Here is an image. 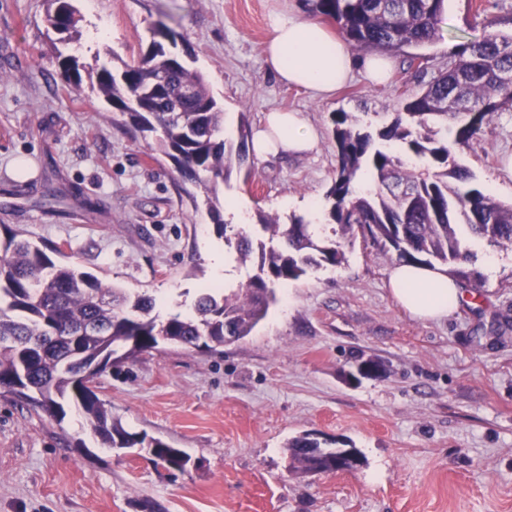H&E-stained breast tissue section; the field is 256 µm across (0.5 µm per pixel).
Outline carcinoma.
<instances>
[{"label": "carcinoma", "instance_id": "obj_1", "mask_svg": "<svg viewBox=\"0 0 512 512\" xmlns=\"http://www.w3.org/2000/svg\"><path fill=\"white\" fill-rule=\"evenodd\" d=\"M310 11L333 20L357 49L397 51L425 47L439 33L446 0H306ZM73 0H47L46 24L59 43L76 44L71 53L56 51L59 74L75 90L82 74L92 87L143 136L159 133L154 151L169 158L186 179L201 186L208 213L225 245L253 274L237 288L200 293L190 310L162 319L156 299L130 295L79 267L52 260L35 242L11 234L0 240V379L24 377L37 389L22 402L60 422L65 405L78 411L81 425L103 448H149L152 460L183 472L191 456L180 448L132 434L97 393L84 389L75 374L60 366L72 351L93 363L116 355L135 360L164 339L171 345L213 350L250 335L276 302L275 286L298 281L312 268L338 266L345 245L357 237L388 247L405 262L447 265L462 280L480 284L463 264L472 254L467 240L512 247V205L497 201L472 184L473 175L456 150L469 144L482 125L512 110V35L486 34L461 43L448 70L405 100L402 111L373 135L346 112L332 115L336 169L323 207L332 224L322 236L301 216L279 224L259 216L261 233L252 235L224 222L213 185L226 179L232 157L246 152V125L239 142L224 138V112L204 76L180 59L177 33L165 21L151 30L139 60L113 57V64L80 62ZM163 71L167 90L147 84ZM194 93H178L183 86ZM422 161L412 171L388 149ZM366 174L373 189L355 185ZM318 439L305 433L288 442L292 463L306 473L336 454H315Z\"/></svg>", "mask_w": 512, "mask_h": 512}]
</instances>
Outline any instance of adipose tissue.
Returning a JSON list of instances; mask_svg holds the SVG:
<instances>
[{"instance_id": "ef3b65f1", "label": "adipose tissue", "mask_w": 512, "mask_h": 512, "mask_svg": "<svg viewBox=\"0 0 512 512\" xmlns=\"http://www.w3.org/2000/svg\"><path fill=\"white\" fill-rule=\"evenodd\" d=\"M264 66L280 82L324 98L348 82L354 72L383 80L390 66L381 55L354 57L347 44L319 20L292 15L276 20L264 52ZM317 135L298 113L268 112L252 140L256 156L295 154L315 147ZM394 298L413 316L436 319L458 307L462 292L446 267L400 262L390 273Z\"/></svg>"}]
</instances>
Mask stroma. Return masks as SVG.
I'll list each match as a JSON object with an SVG mask.
<instances>
[{"instance_id":"35a3bbf8","label":"stroma","mask_w":512,"mask_h":512,"mask_svg":"<svg viewBox=\"0 0 512 512\" xmlns=\"http://www.w3.org/2000/svg\"><path fill=\"white\" fill-rule=\"evenodd\" d=\"M74 4L87 62L138 55L154 24L173 18L231 121L229 139L270 110L300 113L317 148L246 154L218 195L309 222L336 168L333 113L377 131L447 70L460 39L512 35V0H447L438 38L391 53L385 83L358 76L321 100L263 67L272 22L307 14L306 0ZM45 10L46 0H0V239L20 231L61 250L102 281L158 298L159 316L188 310L214 281L206 244H224L204 192L102 98L70 91L51 61ZM457 154L476 184L512 203V112ZM469 249L481 283L438 320L394 300L396 254L358 239L344 264L278 285L250 336L214 350L162 346L107 369L96 387L113 418L185 450L183 474L100 447L75 409L58 422L0 396V512H512V249ZM492 256L501 265L489 276ZM363 359L379 372L354 376ZM303 433L357 449L360 466L294 472L286 445Z\"/></svg>"}]
</instances>
